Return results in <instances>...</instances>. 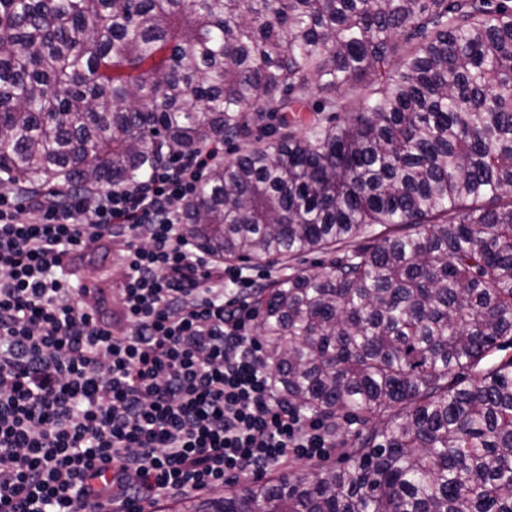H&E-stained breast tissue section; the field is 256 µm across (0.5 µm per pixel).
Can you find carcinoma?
Segmentation results:
<instances>
[{
  "instance_id": "carcinoma-1",
  "label": "carcinoma",
  "mask_w": 512,
  "mask_h": 512,
  "mask_svg": "<svg viewBox=\"0 0 512 512\" xmlns=\"http://www.w3.org/2000/svg\"><path fill=\"white\" fill-rule=\"evenodd\" d=\"M216 138L247 146L184 232L324 256L255 306L338 464L185 512H512V0H0V186L61 204Z\"/></svg>"
}]
</instances>
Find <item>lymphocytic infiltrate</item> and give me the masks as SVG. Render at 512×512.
<instances>
[{"mask_svg": "<svg viewBox=\"0 0 512 512\" xmlns=\"http://www.w3.org/2000/svg\"><path fill=\"white\" fill-rule=\"evenodd\" d=\"M223 144L64 206L0 194V512H145L328 452L275 391L253 334L261 279L182 230ZM123 272L87 285L102 241Z\"/></svg>", "mask_w": 512, "mask_h": 512, "instance_id": "lymphocytic-infiltrate-1", "label": "lymphocytic infiltrate"}]
</instances>
